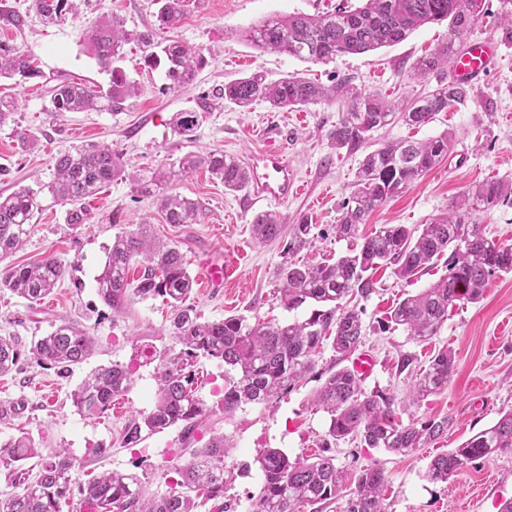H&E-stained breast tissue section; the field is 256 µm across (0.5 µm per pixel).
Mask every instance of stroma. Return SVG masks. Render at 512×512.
<instances>
[{
  "label": "stroma",
  "instance_id": "35a3bbf8",
  "mask_svg": "<svg viewBox=\"0 0 512 512\" xmlns=\"http://www.w3.org/2000/svg\"><path fill=\"white\" fill-rule=\"evenodd\" d=\"M340 0H189L180 24L166 38L202 48L206 63L193 84L171 90L163 70L145 67L135 45L124 48L121 66L142 88L139 96L111 111L55 112L50 88L60 80L93 82L107 86L108 71L86 47L81 33L101 18L117 16L127 28L151 25L159 0H82L77 17L43 26L31 9V0H0V10L20 15L13 27L0 21V42L29 50L41 75L35 79H0V95L18 101V110L0 124V195L26 187L41 190L53 177V159L59 153L88 143L109 145L118 155L123 173L109 187L86 202L91 219L73 226L65 221L64 206L43 196L42 209L22 248L8 257L11 265L36 262L53 255L67 266V274L52 294L37 303L0 291V336L10 338L23 351L18 369L0 376V443L20 435L32 438L41 454L63 449L75 463L73 476L88 483L103 471L137 474L148 491L162 494L179 480L182 455L181 429L174 426L139 441L125 443L131 419L152 411L163 356L178 352L168 334L170 309L162 299H135L124 315L113 317L97 294L96 278L106 260V248L119 231L148 223L157 237L176 246L194 277L204 266H235L223 287L194 286L189 302L201 320L219 321L239 314L279 322L304 320L312 312L305 305L286 311L279 300L277 270L285 261V239L300 220L312 224L317 241L297 253V260L316 263L337 257L350 248L338 239L333 226L348 200L355 172L365 153L386 143L408 139L421 142L454 131L451 153L412 186L387 199L361 225L368 234L384 224L412 227L443 213L474 183L486 179L512 181V43L503 41L500 0H485L484 11L464 34L463 43L488 40L498 45L495 65L472 87L468 100L438 113L428 123L411 127L402 120L373 130L363 147L335 149L328 138L347 110L337 99L301 110H273L264 102L241 108L216 98L224 83L254 70L266 71L269 81L297 73L322 86L348 80L364 91L399 105L437 86V75L417 78L416 61L448 39L447 23L428 24L398 44L346 55L327 63H311L284 53L260 51L242 39L246 28L271 14L323 15ZM195 111L202 118L192 139L174 134V113ZM35 135L33 146L22 147L20 133ZM275 146L305 184L304 193L285 201L265 203L276 211L284 237L265 244L253 238L255 209L245 204V191H226L206 169L186 174L173 192L200 202L198 223L169 224L154 199L138 195L128 174L145 175L189 153L211 150L235 159L257 149ZM448 273L445 262L408 280L391 270L377 271L369 296H351L348 305L365 325L361 348L373 358V374L362 381L366 394L394 396L403 423L430 418L449 421L448 433L429 447L402 455L370 448L359 439L329 442L327 413L308 401L330 372L343 368L331 343H324L315 368L287 395L270 404H247L223 414L217 408L230 374L222 361L201 356L194 364L196 397L212 415L200 424L195 447H204L212 430L222 431L234 450L224 461V499L235 512H248L250 498L261 486L256 456L267 448L290 455L313 457L322 451L335 456L338 466L357 470L380 464L387 477L383 492L386 512H500L512 500V453L494 460H476L459 469L448 481L426 476L430 459L458 447L477 432L512 410V274L489 279L483 298L460 303L448 312L436 336L419 340L403 329L385 327L388 308L404 297L437 282ZM74 323L95 339V351L68 373L37 365L28 352L53 326ZM451 349L456 364L445 389L418 403L409 394L433 355ZM410 368L400 369L403 357ZM119 363L133 373V384L121 397L120 414L105 412L94 418L78 412L72 392L93 370ZM55 384L53 399L37 393L38 384ZM108 449L98 457L96 448Z\"/></svg>",
  "mask_w": 512,
  "mask_h": 512
}]
</instances>
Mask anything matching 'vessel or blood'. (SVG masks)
Instances as JSON below:
<instances>
[{"label":"vessel or blood","mask_w":512,"mask_h":512,"mask_svg":"<svg viewBox=\"0 0 512 512\" xmlns=\"http://www.w3.org/2000/svg\"><path fill=\"white\" fill-rule=\"evenodd\" d=\"M492 52V47L479 43L471 45L454 61L456 77L465 83L483 77L489 70ZM244 163L249 173L250 203L281 201L300 193L297 173L280 151L272 148L258 150L247 155Z\"/></svg>","instance_id":"vessel-or-blood-1"}]
</instances>
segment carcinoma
Instances as JSON below:
<instances>
[{"label":"carcinoma","mask_w":512,"mask_h":512,"mask_svg":"<svg viewBox=\"0 0 512 512\" xmlns=\"http://www.w3.org/2000/svg\"><path fill=\"white\" fill-rule=\"evenodd\" d=\"M78 0H33L32 7L46 26L77 15ZM155 21L141 30L125 28V22L107 17L82 32V37L99 65L111 72L107 88L66 80L51 90L50 102L56 112L110 111L137 96L139 87L129 81L116 62L123 45L133 43L143 53L150 69L165 67L169 87L194 82L205 64L203 49L174 40L161 41L159 33L175 27L182 19L187 0H162ZM484 8V0H362L352 8L336 6L326 16L292 14L269 17L248 28L242 37L256 48L274 50L317 63L339 55L361 54L406 40L420 27L448 22L452 38L434 53L419 59L414 74L419 78L450 70L459 40ZM40 76L32 54L16 45L0 43V78L31 79ZM469 89L442 80L428 95L405 110L376 94L362 91L348 81L331 88L289 74L275 82L261 70L224 84L219 97L239 107L265 102L275 109L306 107L342 97L349 102L331 142L336 149L359 148L372 130L386 126L401 111L410 126L422 125L453 104H464ZM198 112H177L171 119L173 132L192 138L200 122ZM454 135L445 132L425 142L388 143L367 153L356 173L354 190L334 226L336 237L353 242L348 252L319 264L288 262L278 271L280 302L287 311L306 303L318 308L304 321L284 323L250 322L240 316L220 321H202L186 304L195 284L184 257L171 245L156 241L149 225L120 231L106 248V260L96 278L97 292L112 313L122 312L133 298L160 297L172 308L169 335L180 345L179 352L162 364L153 410L140 422H132L127 437L134 442L142 431L161 432L182 427L183 439L212 413L192 391L191 363L204 355L224 362L237 377L224 388L217 408L226 414L246 404L268 403L288 394L302 376L312 372L323 341L331 340L340 358L353 355L360 345L364 327L360 315L343 301L353 295L367 296L372 275L386 267L403 279H410L447 257L448 276L414 295L388 312L387 322L404 328L409 335L426 340L437 334L448 319V309L459 302L475 303L484 294L489 277L512 273V245L486 236L472 214L512 205V181L483 180L475 184L448 210L429 222L410 228L405 224H384L374 233L359 237V225L388 197L409 187L448 155ZM204 167L238 191L247 186V170L220 152L191 153L155 170L150 177L132 179L136 193L155 199L168 224H195L200 202L172 191V185L190 171ZM53 179L44 185L53 200L67 206L66 221L82 224L87 212L83 201L97 195L119 176L118 156L106 144H86L57 155ZM38 193L20 189L0 195V261L8 258L30 234L32 220L40 210ZM259 242L277 239L282 224L273 212L257 214L252 221ZM310 225L302 221L293 227L290 246L299 249L311 243ZM142 261L144 270L129 277L130 265ZM67 265L54 256L0 270V290H9L31 303L51 294L63 280ZM94 338L72 323H62L38 338L31 347L37 364L64 370L91 355ZM21 351L11 340L0 337V375L12 372ZM455 366L449 349L433 356L427 369L416 379L413 399L421 401L448 386ZM132 373L114 363L96 369L74 391L73 403L87 416L103 414L112 399L125 393ZM312 404L329 415L327 435L334 441L358 437L369 448L408 455L425 448L448 432V419L435 418L418 425L399 422L394 398L366 395L351 369L331 373L316 392ZM230 445L224 436L212 438L205 448H189L190 459L180 468L178 491L149 497L135 475L108 472L86 485H76L74 464L64 450L41 459L35 480L23 469V462L39 455L28 436L0 444V468L9 470L17 494L2 501L0 512H59L58 504L78 490L82 502L95 512H194L196 499L215 501L216 512H232L224 502V458ZM512 453V411L491 426L444 454L435 456L426 472L432 481L446 482L454 473L477 459H493ZM262 473L259 492L251 498L250 512H304L339 496L345 498L343 512H385L383 491L386 476L376 463L349 475L337 466L332 455L292 457L279 448H267L256 458Z\"/></svg>","instance_id":"1"}]
</instances>
